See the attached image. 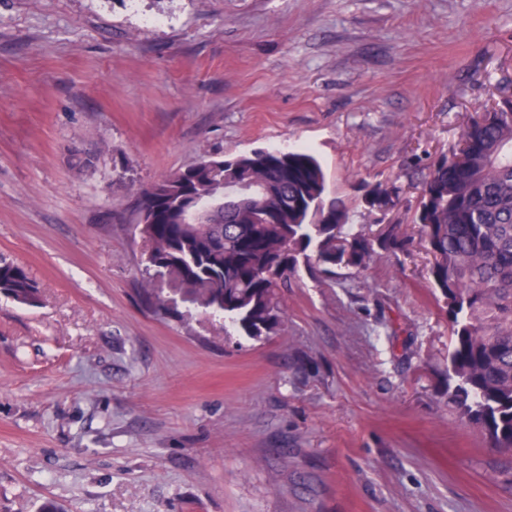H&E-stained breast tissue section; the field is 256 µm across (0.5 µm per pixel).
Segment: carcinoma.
<instances>
[{"label":"carcinoma","mask_w":512,"mask_h":512,"mask_svg":"<svg viewBox=\"0 0 512 512\" xmlns=\"http://www.w3.org/2000/svg\"><path fill=\"white\" fill-rule=\"evenodd\" d=\"M495 107L461 129L462 160L438 159L424 180L411 223L431 255L428 277L451 327L442 396L458 418L495 448L512 451V106ZM245 184L247 194L224 188ZM396 205L399 187L376 183L365 203ZM141 294L157 312L169 307L150 288L165 266L177 291L205 317L255 340L284 322L281 295L304 268L365 270L382 251L408 249L401 224L375 235L347 223L345 202L327 191L319 160L306 150H254L231 158L204 154L141 190L137 198ZM0 296L36 307L26 267L0 257Z\"/></svg>","instance_id":"obj_1"}]
</instances>
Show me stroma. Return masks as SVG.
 <instances>
[{
    "mask_svg": "<svg viewBox=\"0 0 512 512\" xmlns=\"http://www.w3.org/2000/svg\"><path fill=\"white\" fill-rule=\"evenodd\" d=\"M505 94L512 0H0V254L40 287L0 298V512H512V453L440 396L448 319L408 223ZM258 148L308 149L408 252L300 272L262 341L155 313L138 191ZM365 195L367 196L365 197ZM365 195L363 196V198L365 197V203L368 207L377 208L379 210L385 211L391 209L396 205L397 200L399 198V187L394 183H392L391 185L376 183L369 188ZM383 198H387L390 201V207L381 208L379 206V203L382 201Z\"/></svg>",
    "mask_w": 512,
    "mask_h": 512,
    "instance_id": "35a3bbf8",
    "label": "stroma"
}]
</instances>
